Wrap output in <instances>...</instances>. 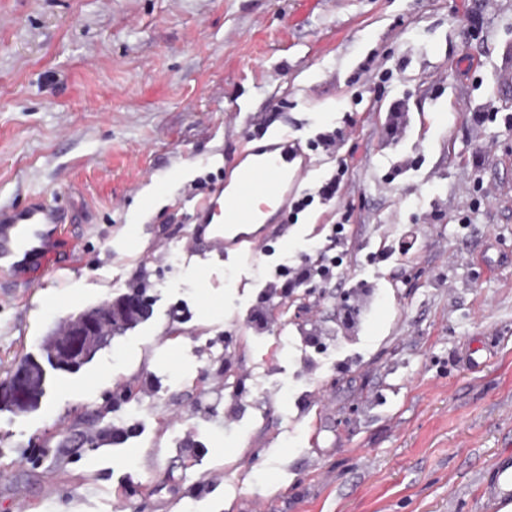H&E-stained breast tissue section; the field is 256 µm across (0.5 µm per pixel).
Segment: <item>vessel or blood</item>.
<instances>
[{
  "mask_svg": "<svg viewBox=\"0 0 512 512\" xmlns=\"http://www.w3.org/2000/svg\"><path fill=\"white\" fill-rule=\"evenodd\" d=\"M300 150L298 142L284 135L248 148L250 161L235 173L231 186H219L197 205L201 227L192 237L193 247L222 257L242 244L251 253L263 252L265 238L253 227L264 223L271 210L287 208L288 189L302 176L300 169L291 166ZM64 221L60 207L43 199L21 208H0V274L16 276L33 263L46 262L55 252L57 226ZM484 495L497 512L512 507V453L493 461Z\"/></svg>",
  "mask_w": 512,
  "mask_h": 512,
  "instance_id": "obj_1",
  "label": "vessel or blood"
}]
</instances>
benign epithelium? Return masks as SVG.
<instances>
[{
    "label": "benign epithelium",
    "mask_w": 512,
    "mask_h": 512,
    "mask_svg": "<svg viewBox=\"0 0 512 512\" xmlns=\"http://www.w3.org/2000/svg\"><path fill=\"white\" fill-rule=\"evenodd\" d=\"M140 306V297L124 294L110 299L98 306L96 310H84L63 321V332L55 344V366L73 365L83 361L86 356L103 344L109 336L106 320L109 315L118 316L125 311H136ZM33 377L21 369L15 372L8 382L0 385V397L23 403L28 396V388Z\"/></svg>",
    "instance_id": "7a95c632"
}]
</instances>
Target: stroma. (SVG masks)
<instances>
[{"instance_id":"stroma-1","label":"stroma","mask_w":512,"mask_h":512,"mask_svg":"<svg viewBox=\"0 0 512 512\" xmlns=\"http://www.w3.org/2000/svg\"><path fill=\"white\" fill-rule=\"evenodd\" d=\"M266 131L301 144L296 196L343 164L339 196L287 238L263 225L265 255L195 253L193 184ZM37 197L67 222L56 270L0 283V382L88 307L142 288L150 316L0 410V512H489L512 450V0H0V206ZM337 223L343 267L288 308L342 335L310 376L262 333L265 290ZM393 230L410 259L381 257ZM228 369L257 419L225 420ZM484 496L500 512L512 507V453L499 455L491 465V479L484 487Z\"/></svg>"}]
</instances>
